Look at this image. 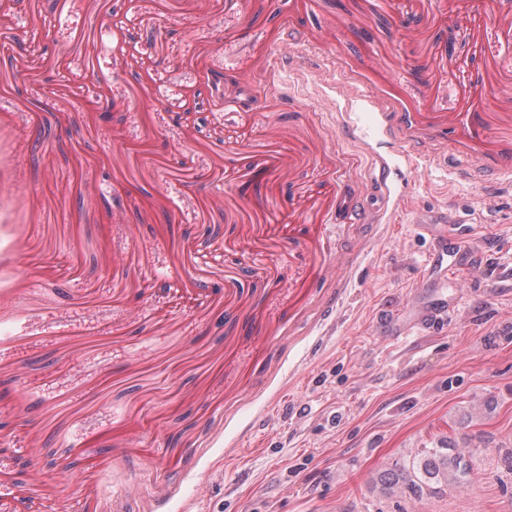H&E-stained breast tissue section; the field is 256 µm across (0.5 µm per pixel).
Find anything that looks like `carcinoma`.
I'll return each instance as SVG.
<instances>
[{"label":"carcinoma","mask_w":512,"mask_h":512,"mask_svg":"<svg viewBox=\"0 0 512 512\" xmlns=\"http://www.w3.org/2000/svg\"><path fill=\"white\" fill-rule=\"evenodd\" d=\"M473 460L455 448L441 445L427 448L410 461L382 471L378 480L383 489L401 490L415 499L433 492L436 485L460 483L472 469Z\"/></svg>","instance_id":"obj_1"}]
</instances>
